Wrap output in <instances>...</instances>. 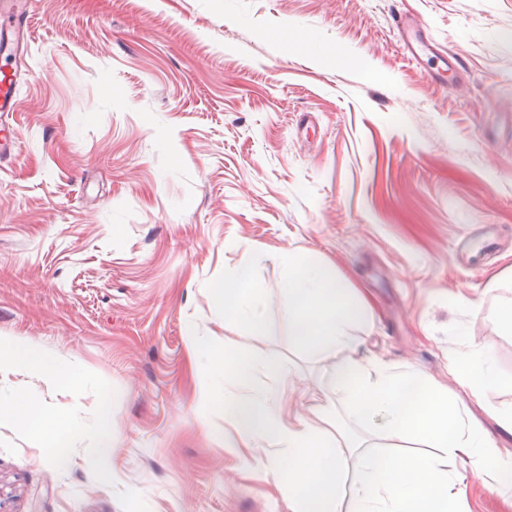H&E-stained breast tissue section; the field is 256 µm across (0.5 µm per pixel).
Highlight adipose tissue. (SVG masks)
I'll use <instances>...</instances> for the list:
<instances>
[{"label":"adipose tissue","mask_w":512,"mask_h":512,"mask_svg":"<svg viewBox=\"0 0 512 512\" xmlns=\"http://www.w3.org/2000/svg\"><path fill=\"white\" fill-rule=\"evenodd\" d=\"M281 264L288 337L295 348L336 357L335 384L347 415L380 422L402 442L401 448L381 453L338 418H327L322 427L285 419L282 400L264 383L268 363L225 341L223 353L215 356L205 376L202 399L208 404L223 402L224 423L243 444L270 439L259 463L278 478L290 512H463L466 469L489 475L496 488L512 489V456L501 454L466 416L457 398L431 380L353 356V331L364 324L367 308L352 289L341 285L330 263L291 252L282 256ZM216 293L232 297V314L248 332H261V290L250 266L225 278ZM16 362L63 388L79 379L73 370L48 365L30 348L0 341V366ZM453 370L474 394L498 383L487 348L454 363ZM3 416L32 433L52 425L45 450L54 457L74 433L67 413L22 394L0 399ZM457 457L463 460V470L448 466ZM353 464L359 476L351 481L347 470Z\"/></svg>","instance_id":"adipose-tissue-1"}]
</instances>
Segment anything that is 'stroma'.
Wrapping results in <instances>:
<instances>
[{
  "label": "stroma",
  "mask_w": 512,
  "mask_h": 512,
  "mask_svg": "<svg viewBox=\"0 0 512 512\" xmlns=\"http://www.w3.org/2000/svg\"><path fill=\"white\" fill-rule=\"evenodd\" d=\"M402 12L434 54L406 58ZM448 60L462 90L432 78ZM17 64L0 336L80 379L0 375V397L75 426L54 459L46 434L0 420V512H289L201 387L229 338L279 367L286 417L317 424L335 361L288 339L290 251L329 260L367 302L356 357L447 387L512 455L496 415L512 335L492 320L512 302V0H33ZM244 263L260 336L212 294ZM483 346L500 383L475 397L450 364ZM464 494L468 512H512L483 475Z\"/></svg>",
  "instance_id": "obj_1"
}]
</instances>
